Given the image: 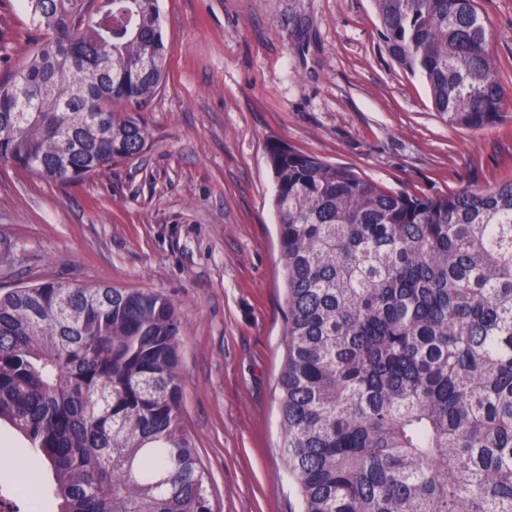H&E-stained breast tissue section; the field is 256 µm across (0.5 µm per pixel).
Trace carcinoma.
I'll use <instances>...</instances> for the list:
<instances>
[{"instance_id":"obj_1","label":"carcinoma","mask_w":512,"mask_h":512,"mask_svg":"<svg viewBox=\"0 0 512 512\" xmlns=\"http://www.w3.org/2000/svg\"><path fill=\"white\" fill-rule=\"evenodd\" d=\"M448 126L503 122L478 0H374ZM41 40L0 81V161L71 185L134 159L166 77L158 0H25ZM286 273L281 426L303 512H512V179L390 191L269 142ZM161 294H0V423L57 512H213Z\"/></svg>"}]
</instances>
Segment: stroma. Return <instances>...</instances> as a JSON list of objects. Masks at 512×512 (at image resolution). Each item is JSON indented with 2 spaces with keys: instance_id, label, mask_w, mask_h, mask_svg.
<instances>
[{
  "instance_id": "1",
  "label": "stroma",
  "mask_w": 512,
  "mask_h": 512,
  "mask_svg": "<svg viewBox=\"0 0 512 512\" xmlns=\"http://www.w3.org/2000/svg\"><path fill=\"white\" fill-rule=\"evenodd\" d=\"M502 124L448 127L390 57L373 0H159L162 91L135 159L80 185L0 162V294L37 281L168 297L183 424L214 512H301L283 451L285 269L266 160L279 140L395 191L512 177V0H479ZM36 32L0 0V80Z\"/></svg>"
}]
</instances>
